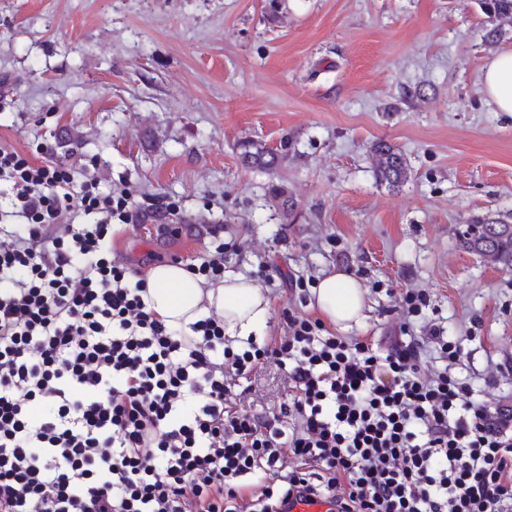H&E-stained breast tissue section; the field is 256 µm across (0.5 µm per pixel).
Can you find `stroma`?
Here are the masks:
<instances>
[{"instance_id": "obj_1", "label": "stroma", "mask_w": 512, "mask_h": 512, "mask_svg": "<svg viewBox=\"0 0 512 512\" xmlns=\"http://www.w3.org/2000/svg\"><path fill=\"white\" fill-rule=\"evenodd\" d=\"M489 28L480 0H0V142L127 189L143 219L118 226L112 255L139 274L200 262L222 225L225 273L268 289L269 335L283 308L313 313L288 274L360 280L353 338L394 335L400 293L425 291L419 324L459 340L477 399L512 405V270L459 244L512 213V114L481 84L512 21L492 43ZM381 139L407 160L402 187L375 179ZM245 140L277 165H243ZM168 201L176 235L160 232ZM284 400L270 362L243 403Z\"/></svg>"}]
</instances>
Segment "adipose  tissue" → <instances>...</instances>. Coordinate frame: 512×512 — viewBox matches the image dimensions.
Listing matches in <instances>:
<instances>
[{
	"instance_id": "adipose-tissue-1",
	"label": "adipose tissue",
	"mask_w": 512,
	"mask_h": 512,
	"mask_svg": "<svg viewBox=\"0 0 512 512\" xmlns=\"http://www.w3.org/2000/svg\"><path fill=\"white\" fill-rule=\"evenodd\" d=\"M483 88L497 111L512 114V49L495 54L482 77ZM148 303L169 326L185 331L191 323L217 312L226 337L240 342L263 335L270 317L266 288L242 275L212 283L192 276L183 265L163 263L146 276ZM313 306L329 325L341 331L361 325L365 290L348 273L334 271L312 289Z\"/></svg>"
}]
</instances>
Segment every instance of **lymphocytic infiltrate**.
<instances>
[{"mask_svg": "<svg viewBox=\"0 0 512 512\" xmlns=\"http://www.w3.org/2000/svg\"><path fill=\"white\" fill-rule=\"evenodd\" d=\"M0 512H512V416L472 400L443 327L386 344L285 311L288 331L234 350L224 321L191 334L112 261L125 191L46 152L0 145ZM284 424L245 409L268 361ZM299 466L281 472V458ZM289 512H337L334 503L320 497H298L288 503Z\"/></svg>", "mask_w": 512, "mask_h": 512, "instance_id": "f902f5d3", "label": "lymphocytic infiltrate"}]
</instances>
